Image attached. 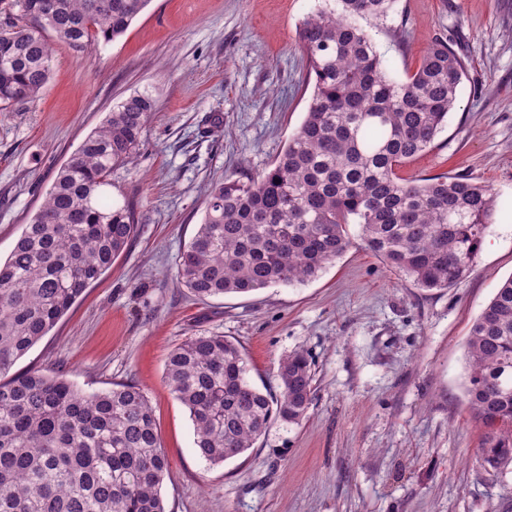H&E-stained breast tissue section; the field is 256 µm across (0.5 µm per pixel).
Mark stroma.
Listing matches in <instances>:
<instances>
[{"label":"stroma","instance_id":"35a3bbf8","mask_svg":"<svg viewBox=\"0 0 512 512\" xmlns=\"http://www.w3.org/2000/svg\"><path fill=\"white\" fill-rule=\"evenodd\" d=\"M316 5L150 0L97 52L55 43L42 95L0 107L4 259L58 169L112 109L136 93L155 101L109 189L132 209L135 236L14 369L59 372L87 393L140 388L169 461L166 512H512V472L482 467L464 398L470 325L512 277V0H398L392 32L373 35L399 80L441 36L465 60L447 125L401 174H466L492 188L494 222L467 278L416 287L366 250L352 224L348 250L303 284L201 300L179 280L206 186L261 172L305 116L313 80L296 30ZM202 333L237 341L250 382L274 393L282 358L306 350L307 419L273 425L222 465L200 458L165 363Z\"/></svg>","mask_w":512,"mask_h":512}]
</instances>
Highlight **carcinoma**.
Wrapping results in <instances>:
<instances>
[{
  "mask_svg": "<svg viewBox=\"0 0 512 512\" xmlns=\"http://www.w3.org/2000/svg\"><path fill=\"white\" fill-rule=\"evenodd\" d=\"M105 2L12 0L18 17L0 21V105L44 91L54 66L45 33L85 53L124 35L150 0ZM395 3L322 0L301 21L314 82L307 112L267 168L208 188L178 271L195 296L308 282L349 248L351 224L419 288H450L471 273L497 204L491 188L466 175H400L447 124L465 63L438 38L405 79L390 77L359 20L382 28ZM154 108L137 94L112 111L59 168L0 262V512H166L169 462L139 388L83 393L61 374L11 372L136 233L132 211L107 188ZM165 375L213 466L245 454L276 423L300 425L313 401L307 352L290 353L279 393H264L240 346L217 333L176 345ZM465 394L483 429L481 464L512 472V277L472 323Z\"/></svg>",
  "mask_w": 512,
  "mask_h": 512,
  "instance_id": "carcinoma-1",
  "label": "carcinoma"
}]
</instances>
